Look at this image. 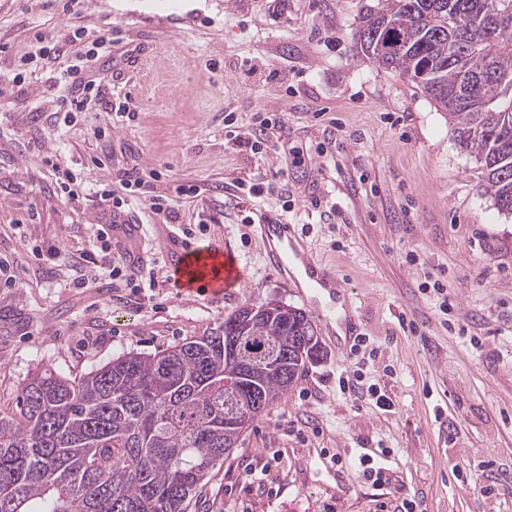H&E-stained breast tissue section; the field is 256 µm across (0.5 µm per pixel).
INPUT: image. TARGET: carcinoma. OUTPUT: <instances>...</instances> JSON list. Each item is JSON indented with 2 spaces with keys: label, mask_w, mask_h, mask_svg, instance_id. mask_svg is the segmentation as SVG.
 <instances>
[{
  "label": "carcinoma",
  "mask_w": 512,
  "mask_h": 512,
  "mask_svg": "<svg viewBox=\"0 0 512 512\" xmlns=\"http://www.w3.org/2000/svg\"><path fill=\"white\" fill-rule=\"evenodd\" d=\"M357 48L448 113L483 168L484 194L512 215V0H377ZM239 314L206 336L73 379L35 372L20 417L0 416V512H187L224 459V337L241 336L244 362L309 336L289 353L288 378L255 383L268 406L323 356L306 311L275 309L247 332Z\"/></svg>",
  "instance_id": "cac0c4a2"
}]
</instances>
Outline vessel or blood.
<instances>
[{"instance_id": "vessel-or-blood-1", "label": "vessel or blood", "mask_w": 512, "mask_h": 512, "mask_svg": "<svg viewBox=\"0 0 512 512\" xmlns=\"http://www.w3.org/2000/svg\"><path fill=\"white\" fill-rule=\"evenodd\" d=\"M258 230L267 263L281 272L299 274L298 289L327 295L329 301L318 314L325 326L340 322L338 296L346 285L335 265L315 259L293 232L291 224L276 217L275 213H268ZM112 240L133 254L143 252L139 225H114ZM172 279L178 286L180 297L188 300L220 297L228 289L246 283L245 272L234 256L219 246L203 251L192 245L186 246L173 264Z\"/></svg>"}]
</instances>
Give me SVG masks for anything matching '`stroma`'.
Returning a JSON list of instances; mask_svg holds the SVG:
<instances>
[{
	"label": "stroma",
	"instance_id": "1",
	"mask_svg": "<svg viewBox=\"0 0 512 512\" xmlns=\"http://www.w3.org/2000/svg\"><path fill=\"white\" fill-rule=\"evenodd\" d=\"M371 2L288 0L275 19L269 0H80L70 11L0 0V254L16 260L14 285L0 288V415L17 413L39 369L75 377L129 352L152 354L210 334L246 305L310 310L244 222L282 209L314 255L340 267L347 318L367 343L353 357L343 337L319 329L323 358L218 462L188 512H512V217L483 194L482 169L446 112L358 52ZM76 29L85 39L75 54L117 34L100 73L117 72L134 121L79 112L53 124L65 89L50 71L14 80L36 36L54 44ZM272 70L277 80H259ZM228 112L243 127L257 112L287 114L281 139L303 150L304 164L238 150L225 136ZM331 123L336 148L318 156ZM51 146L92 185L111 182L121 164L200 186V196L181 198V218L205 222L194 246L233 253L245 286L218 300L180 298L170 279L180 231L144 204L132 220L143 227L153 287L113 281L103 251L84 269L89 284L76 286L70 261L106 216L94 197L55 194ZM282 166L288 201L224 192ZM36 243L61 258L31 257ZM435 281L449 311L422 289ZM355 372L392 410L339 389V376ZM364 456L385 463V483L357 466Z\"/></svg>",
	"mask_w": 512,
	"mask_h": 512
}]
</instances>
